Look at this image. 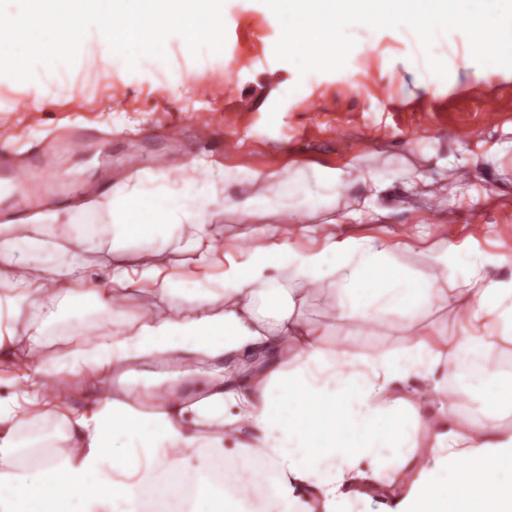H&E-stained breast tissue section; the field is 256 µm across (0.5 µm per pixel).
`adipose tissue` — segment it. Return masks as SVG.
Returning a JSON list of instances; mask_svg holds the SVG:
<instances>
[{
    "label": "adipose tissue",
    "instance_id": "1",
    "mask_svg": "<svg viewBox=\"0 0 512 512\" xmlns=\"http://www.w3.org/2000/svg\"><path fill=\"white\" fill-rule=\"evenodd\" d=\"M122 4L117 13L112 0H0L20 42L45 46L38 60L0 67V84L20 85L37 109L51 100L33 70L59 74L58 94L77 90L71 73L86 46L56 51L64 30L91 31L107 63L136 78L174 77L165 45L175 34L183 55L200 32L213 57L223 53V0ZM147 10L150 41L117 38L116 16ZM216 190L211 178L178 182L161 170L114 193L94 220L76 215L112 251L101 280L64 250L29 267L44 225L0 226V285L20 288L0 295V512L23 499L53 512H172L177 500L188 512H458L481 508L489 487L500 492L494 512H512V427L499 417L512 392V275L484 274L512 260L448 242L427 254V276L389 240L328 235L314 247L272 237L240 261L207 221ZM137 239L155 260L128 257ZM187 248L196 275L171 279L161 255ZM148 285L165 308L125 323L126 303ZM315 286L336 292L337 319L366 324L371 348L328 347L329 327L296 317ZM19 298L31 310L21 339L10 326ZM436 305L457 316L455 335L421 328ZM101 320L118 331L75 344ZM50 342L67 348L37 359ZM164 366L203 399L152 382ZM136 375L149 377L145 391L131 385ZM143 396L150 410L137 406Z\"/></svg>",
    "mask_w": 512,
    "mask_h": 512
}]
</instances>
